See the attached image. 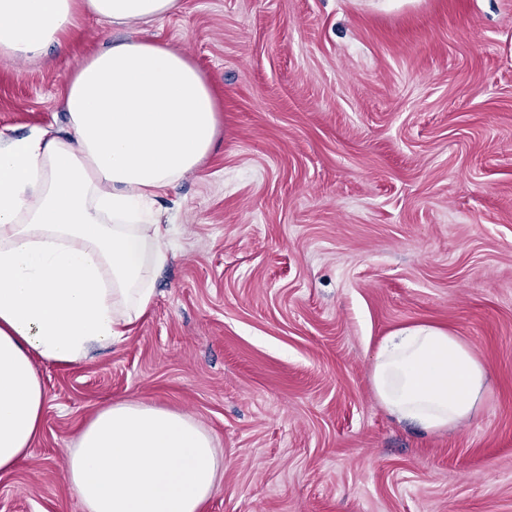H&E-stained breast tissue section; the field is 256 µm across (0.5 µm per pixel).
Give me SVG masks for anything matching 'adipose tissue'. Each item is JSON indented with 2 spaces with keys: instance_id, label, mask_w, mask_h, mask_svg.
I'll return each instance as SVG.
<instances>
[{
  "instance_id": "adipose-tissue-1",
  "label": "adipose tissue",
  "mask_w": 512,
  "mask_h": 512,
  "mask_svg": "<svg viewBox=\"0 0 512 512\" xmlns=\"http://www.w3.org/2000/svg\"><path fill=\"white\" fill-rule=\"evenodd\" d=\"M179 0H0V54L62 47L80 16L160 20ZM58 131L0 132V472L30 456L46 401L35 368L80 364L150 310L169 259L166 188L214 148L219 113L198 67L166 45L127 40L69 79ZM488 370L430 324L383 340L370 370L398 420L454 431L482 405ZM221 460L191 416L138 400L108 404L81 431L65 477L84 512H205Z\"/></svg>"
}]
</instances>
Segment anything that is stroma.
Segmentation results:
<instances>
[{
	"mask_svg": "<svg viewBox=\"0 0 512 512\" xmlns=\"http://www.w3.org/2000/svg\"><path fill=\"white\" fill-rule=\"evenodd\" d=\"M84 18L66 53L0 56V130L66 121L68 76L125 39L186 53L220 108L150 313L47 401L0 512H83L67 451L111 403L189 414L224 464L206 512H512V0H181ZM464 337L490 378L456 431L370 381L397 329Z\"/></svg>",
	"mask_w": 512,
	"mask_h": 512,
	"instance_id": "35a3bbf8",
	"label": "stroma"
}]
</instances>
